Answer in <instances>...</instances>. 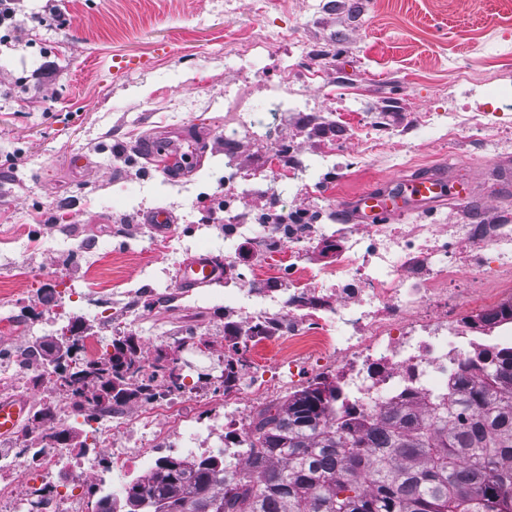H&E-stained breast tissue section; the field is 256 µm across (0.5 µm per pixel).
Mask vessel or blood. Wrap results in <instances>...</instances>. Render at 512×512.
Returning a JSON list of instances; mask_svg holds the SVG:
<instances>
[{
    "label": "vessel or blood",
    "mask_w": 512,
    "mask_h": 512,
    "mask_svg": "<svg viewBox=\"0 0 512 512\" xmlns=\"http://www.w3.org/2000/svg\"><path fill=\"white\" fill-rule=\"evenodd\" d=\"M476 180L460 182L445 169L419 177H395L384 185L363 191L342 206L346 223L369 225L385 218L422 212L437 204L465 203L475 195ZM223 269L213 255L200 253L183 263L177 285L185 290L203 287L221 277ZM31 405L24 396L0 400V437L12 435Z\"/></svg>",
    "instance_id": "obj_1"
}]
</instances>
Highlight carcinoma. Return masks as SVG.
<instances>
[{
    "label": "carcinoma",
    "instance_id": "1",
    "mask_svg": "<svg viewBox=\"0 0 512 512\" xmlns=\"http://www.w3.org/2000/svg\"><path fill=\"white\" fill-rule=\"evenodd\" d=\"M107 376L88 363L70 376L43 363L70 394L93 405L113 383L118 403L149 394L178 375L149 367L129 337L112 342ZM246 466L224 453L188 462L167 457L125 500L145 512H512V349L487 353L425 417L396 408L378 419L336 416V388L322 384L259 411Z\"/></svg>",
    "mask_w": 512,
    "mask_h": 512
}]
</instances>
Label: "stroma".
<instances>
[{"label": "stroma", "instance_id": "35a3bbf8", "mask_svg": "<svg viewBox=\"0 0 512 512\" xmlns=\"http://www.w3.org/2000/svg\"><path fill=\"white\" fill-rule=\"evenodd\" d=\"M45 0H19L22 41L0 42V316L38 326L42 286L57 277L64 317L102 334L104 315L132 310V335L153 350L204 336L202 372L224 367V307L235 288L285 287L265 277L247 247L222 279L185 293L175 275L201 252L223 257L224 221L191 233L206 202L224 195V125L244 111L262 118L273 98L306 100L268 137L243 134L241 166L254 173L239 206L271 203V149L288 147L306 181L289 184L292 209L324 224L343 201L392 177L448 167L461 179L482 170L479 199L405 216L408 224H494L512 216L495 164L512 157V0H60L64 23H33ZM260 43L243 66V41ZM135 60L112 68L114 56ZM469 66L455 84L449 60ZM474 123L448 141L443 118ZM433 114L436 122L422 118ZM193 130L207 149L176 182L137 147ZM82 155L84 167L71 158ZM168 209L187 231L167 252L144 216ZM94 240L91 264H76L75 240Z\"/></svg>", "mask_w": 512, "mask_h": 512}]
</instances>
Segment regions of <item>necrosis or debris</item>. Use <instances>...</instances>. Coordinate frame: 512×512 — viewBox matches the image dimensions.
<instances>
[{
	"instance_id": "4bbe7bcc",
	"label": "necrosis or debris",
	"mask_w": 512,
	"mask_h": 512,
	"mask_svg": "<svg viewBox=\"0 0 512 512\" xmlns=\"http://www.w3.org/2000/svg\"><path fill=\"white\" fill-rule=\"evenodd\" d=\"M269 231L277 256L267 267L286 269L288 285L262 292L224 318V360L236 372L224 389L227 446L247 431L237 420L244 399L271 404L278 392L294 394L327 382L336 385L341 403L374 418L399 403L421 407L446 396L480 351L512 346V320L500 315V289L466 285L491 268L512 269L511 224H420L411 231L399 224L337 225L335 281L326 288L299 265L298 247L315 239L319 225L273 224ZM452 233L468 245L453 256ZM36 346L32 340L18 352L1 348L0 382L42 386ZM271 351L288 359V373L275 389L266 379ZM202 397L197 386L180 393L162 384L137 404L99 410L77 408L53 392L44 404L57 424L74 416L88 426L83 447L39 435L4 439L0 443L9 452L0 455V476L35 464L38 477L30 495L40 512H83L80 496L59 492L60 475H115L101 493L116 498L126 479L147 477L167 454L194 460L203 425L192 407ZM173 424L182 429L175 444L166 434Z\"/></svg>"
}]
</instances>
